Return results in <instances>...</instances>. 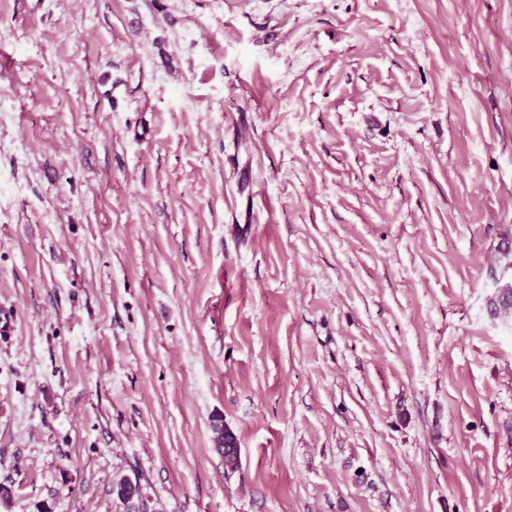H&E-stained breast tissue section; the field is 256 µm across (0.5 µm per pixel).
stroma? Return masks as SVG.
<instances>
[{
    "label": "stroma",
    "mask_w": 512,
    "mask_h": 512,
    "mask_svg": "<svg viewBox=\"0 0 512 512\" xmlns=\"http://www.w3.org/2000/svg\"><path fill=\"white\" fill-rule=\"evenodd\" d=\"M510 238L512 0H0V512H512ZM221 424H223L222 419L217 418L212 426L213 440L218 443L215 448L224 454V461L227 465L234 466L237 459V450L236 448H229V446L235 442L236 436L231 432L224 434V426L221 427Z\"/></svg>",
    "instance_id": "35a3bbf8"
}]
</instances>
